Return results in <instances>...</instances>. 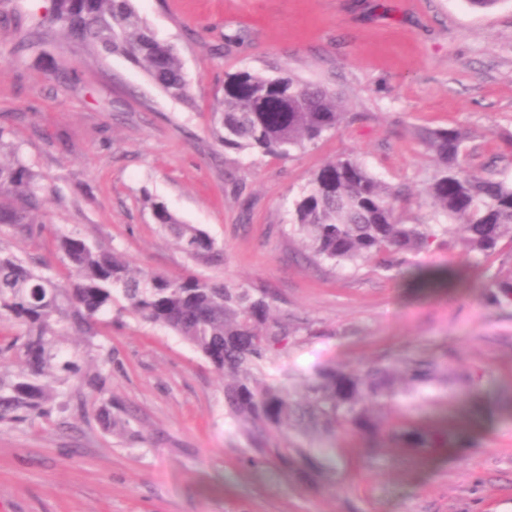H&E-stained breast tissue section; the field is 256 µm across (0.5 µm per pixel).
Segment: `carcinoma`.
<instances>
[{"mask_svg":"<svg viewBox=\"0 0 512 512\" xmlns=\"http://www.w3.org/2000/svg\"><path fill=\"white\" fill-rule=\"evenodd\" d=\"M58 32L94 55L124 56L165 94L190 102L178 52L138 17L132 0H51L42 15L18 28L13 52H34ZM213 112L214 135L224 150L276 158L306 149L346 120L336 93L290 75L268 78L248 70L225 74L224 95ZM470 138L463 127L426 128L418 134L436 160L424 189L436 223H405L397 206L402 193L361 160L345 157L324 163L295 200L294 231L313 257L336 264L379 259L390 267L389 256L399 252L436 241L451 247L454 240L439 239L448 235L450 223L476 262L502 254L501 242H512V182L486 177L471 165L464 149ZM43 202V188L30 165L19 158L10 164L0 161V231L34 239L42 229L38 216ZM150 210L154 223L190 257L223 261L222 248L203 230L183 223L162 202L150 201ZM59 248L68 260L62 277L0 246V323L20 330L0 347V424L49 416L48 404L64 395L51 384L65 385L80 373L79 354L61 357L60 339L94 335L99 317L121 300V310L183 337L224 375L227 414L245 429L262 459H274L289 471L304 460L312 477L315 463L305 449L288 447V430L337 424L372 439L386 427L370 407L392 386V375L383 367L359 373L327 369L308 387L303 401L267 380L265 366L291 331L285 319L273 317L266 295L194 275L133 273L121 255L79 235L60 236ZM486 288L488 302H511L512 272L490 275ZM436 374L434 362L415 359L401 377L413 387ZM398 438L409 448L438 442V436L412 426L401 428Z\"/></svg>","mask_w":512,"mask_h":512,"instance_id":"cac0c4a2","label":"carcinoma"}]
</instances>
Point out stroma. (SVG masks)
<instances>
[{
    "label": "stroma",
    "mask_w": 512,
    "mask_h": 512,
    "mask_svg": "<svg viewBox=\"0 0 512 512\" xmlns=\"http://www.w3.org/2000/svg\"><path fill=\"white\" fill-rule=\"evenodd\" d=\"M177 49L192 104L175 100L121 56H77L64 38L14 54L15 26L49 0H0V158L20 156L46 189L44 229L0 246L65 274L62 234L122 255L133 268L188 273L267 292L293 328L270 379L303 394L326 367L394 369L433 359L447 383L396 387L386 408L464 448L369 443L348 428L289 432L322 463L302 481L253 450L225 412L224 380L189 343L131 314L104 315L95 336H68L81 373L66 409L0 425V512H512V305L486 303L485 270L462 246L406 252L405 270L448 271L415 282L378 261L311 256L290 226L293 201L328 160L360 158L409 189L406 223L425 222L423 182L435 168L416 129L462 126L472 164L512 181L492 148L512 133V0H132ZM289 74L336 92L348 119L288 159L225 151L212 134L224 75ZM66 139L71 151L57 147ZM224 249L205 264L152 221L148 199ZM97 381L130 433L97 418Z\"/></svg>",
    "instance_id": "1"
}]
</instances>
